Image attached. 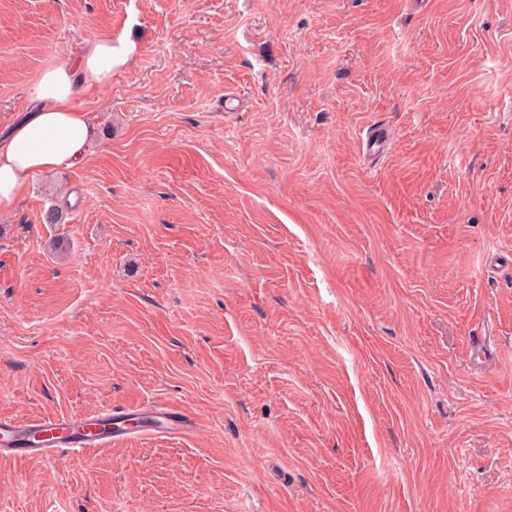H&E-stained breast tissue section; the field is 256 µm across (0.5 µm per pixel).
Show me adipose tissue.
<instances>
[{"instance_id": "obj_1", "label": "adipose tissue", "mask_w": 512, "mask_h": 512, "mask_svg": "<svg viewBox=\"0 0 512 512\" xmlns=\"http://www.w3.org/2000/svg\"><path fill=\"white\" fill-rule=\"evenodd\" d=\"M127 51L124 36L108 34L88 42L76 58L43 70L26 115L0 130V209L23 198L34 173L84 163L94 126L74 100L83 87L110 86L112 70Z\"/></svg>"}]
</instances>
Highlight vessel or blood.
I'll list each match as a JSON object with an SVG mask.
<instances>
[{"label": "vessel or blood", "instance_id": "b4317fda", "mask_svg": "<svg viewBox=\"0 0 512 512\" xmlns=\"http://www.w3.org/2000/svg\"><path fill=\"white\" fill-rule=\"evenodd\" d=\"M142 427L157 432H175L187 423L183 413L163 405L144 406L134 414ZM124 411L106 409L91 415H57L38 420L0 416V458L44 460L65 451L76 452L107 443L110 430L125 423Z\"/></svg>", "mask_w": 512, "mask_h": 512}]
</instances>
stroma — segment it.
<instances>
[{"label": "stroma", "mask_w": 512, "mask_h": 512, "mask_svg": "<svg viewBox=\"0 0 512 512\" xmlns=\"http://www.w3.org/2000/svg\"><path fill=\"white\" fill-rule=\"evenodd\" d=\"M114 30L0 213V415L190 425L0 459V512H512V0H0V128ZM126 44L122 34L111 31L88 42L76 58L43 70L30 92L27 114L0 131V209L23 198L34 173L84 163L95 129L74 100L83 87L111 85L113 68L128 52Z\"/></svg>", "instance_id": "stroma-1"}]
</instances>
